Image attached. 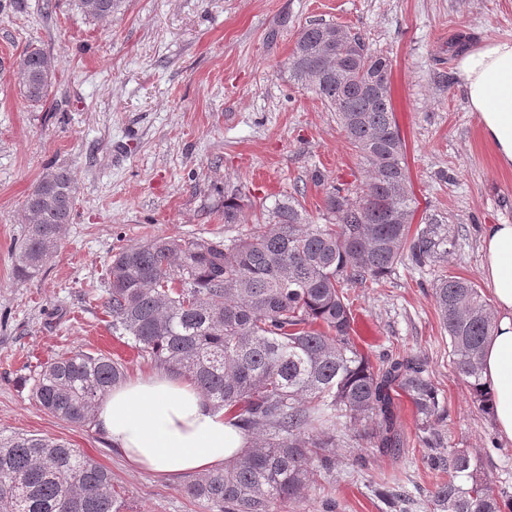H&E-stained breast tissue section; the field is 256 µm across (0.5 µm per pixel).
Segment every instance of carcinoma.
<instances>
[{
    "label": "carcinoma",
    "mask_w": 512,
    "mask_h": 512,
    "mask_svg": "<svg viewBox=\"0 0 512 512\" xmlns=\"http://www.w3.org/2000/svg\"><path fill=\"white\" fill-rule=\"evenodd\" d=\"M91 20L125 0H75ZM55 58L26 50L13 78L33 106L46 102ZM392 59L337 23L302 28L283 63L288 81L314 92L360 154L368 178L355 197L325 189L326 223L314 224L298 189L260 212L251 234L229 242L156 237L123 248L108 264L105 308L112 331L155 367L190 379L228 411L248 439L239 458L200 475L186 493L210 512H274L301 501L316 476L336 471V419L371 418L365 436L381 454L404 447L391 393L411 400L427 466L448 477L433 492V512H512V491L490 486L484 460L450 448L444 407L425 363L413 356L377 362L351 342L344 288L381 281L403 258L431 264L456 244L455 225L433 215L411 231L413 215L403 143L391 102ZM77 178L67 166L46 171L23 204L26 224L14 246L21 280L42 271L71 223ZM244 204L224 199V223L239 224ZM434 297L449 356L484 412L491 395L482 354L494 319L479 286L440 277ZM126 378L123 364L76 351L42 367L31 393L40 407L77 425ZM0 506L5 512H124L111 474L70 443L0 434Z\"/></svg>",
    "instance_id": "1"
}]
</instances>
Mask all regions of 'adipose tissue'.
Returning <instances> with one entry per match:
<instances>
[{"label":"adipose tissue","mask_w":512,"mask_h":512,"mask_svg":"<svg viewBox=\"0 0 512 512\" xmlns=\"http://www.w3.org/2000/svg\"><path fill=\"white\" fill-rule=\"evenodd\" d=\"M457 70L499 165L512 168V39L490 40L461 54ZM481 251V271L496 312L482 376L495 426L512 441V224L485 225ZM94 415L130 470L173 480L224 466L248 444L244 432L210 406L191 381L166 372L114 386Z\"/></svg>","instance_id":"adipose-tissue-1"}]
</instances>
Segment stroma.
<instances>
[{"label": "stroma", "mask_w": 512, "mask_h": 512, "mask_svg": "<svg viewBox=\"0 0 512 512\" xmlns=\"http://www.w3.org/2000/svg\"><path fill=\"white\" fill-rule=\"evenodd\" d=\"M323 20L361 32L393 60L391 96L414 199L413 227L434 214L458 227L447 261H404L383 281L350 288L355 337L371 358H425L440 394L448 443L483 456L493 484L512 485V441L473 402L449 356L433 297L437 276L481 282V233L512 224V169L483 139L457 72L460 48L512 39V0H128L91 21L73 0H0V431L67 441L112 475L124 512H208L170 482L131 472L97 426L53 416L31 397L30 379L62 354L102 352L128 377L153 367L113 334L105 311L112 254L152 236L226 239L250 233L260 205L292 188L322 223L323 187L358 188L365 165L336 116L280 69L297 32ZM59 69L43 105L20 95L12 69L28 47ZM78 175L71 224L34 278L13 272L23 202L48 167ZM243 200L244 221H224L225 197ZM98 298L89 301V287ZM410 440L395 456L373 453L364 426L336 423L337 467L310 497L276 512H391L379 491L402 487L408 512H430L440 477L426 469L414 407L397 396ZM368 457L366 468L354 456Z\"/></svg>", "instance_id": "obj_1"}]
</instances>
